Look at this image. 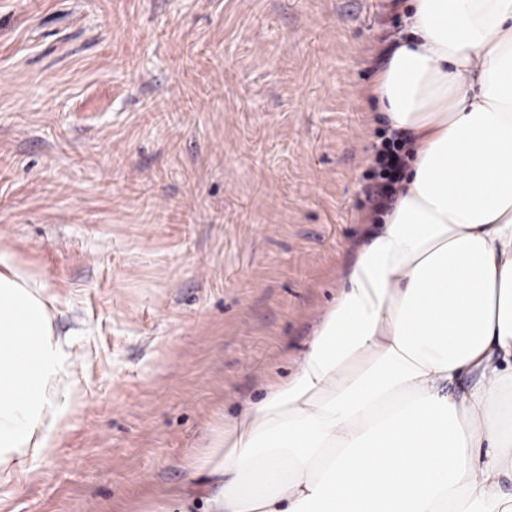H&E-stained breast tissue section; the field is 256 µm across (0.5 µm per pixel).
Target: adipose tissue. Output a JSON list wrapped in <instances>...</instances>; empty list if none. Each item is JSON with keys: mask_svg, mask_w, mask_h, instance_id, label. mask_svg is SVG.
I'll return each mask as SVG.
<instances>
[{"mask_svg": "<svg viewBox=\"0 0 512 512\" xmlns=\"http://www.w3.org/2000/svg\"><path fill=\"white\" fill-rule=\"evenodd\" d=\"M412 7L368 89L409 139L393 206L294 372L195 459L210 486L148 512H512V0ZM55 302L0 251V475L61 422Z\"/></svg>", "mask_w": 512, "mask_h": 512, "instance_id": "ef3b65f1", "label": "adipose tissue"}]
</instances>
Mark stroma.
<instances>
[{"label": "stroma", "instance_id": "1", "mask_svg": "<svg viewBox=\"0 0 512 512\" xmlns=\"http://www.w3.org/2000/svg\"><path fill=\"white\" fill-rule=\"evenodd\" d=\"M406 0H0V249L76 391L0 512H146L290 376L366 232Z\"/></svg>", "mask_w": 512, "mask_h": 512}]
</instances>
